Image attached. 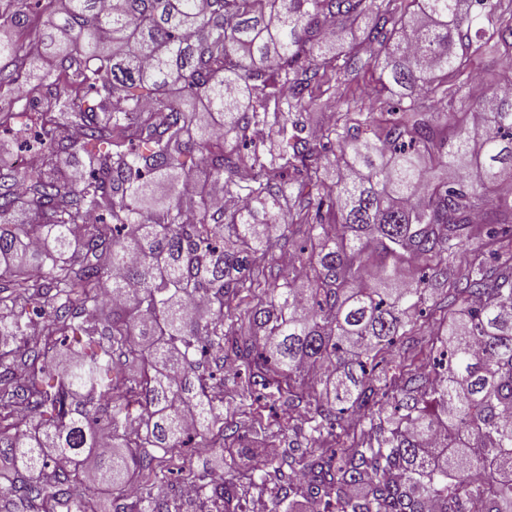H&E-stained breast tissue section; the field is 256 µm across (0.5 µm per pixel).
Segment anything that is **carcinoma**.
<instances>
[{
	"instance_id": "1",
	"label": "carcinoma",
	"mask_w": 512,
	"mask_h": 512,
	"mask_svg": "<svg viewBox=\"0 0 512 512\" xmlns=\"http://www.w3.org/2000/svg\"><path fill=\"white\" fill-rule=\"evenodd\" d=\"M27 2L0 0V126L36 156L0 169L5 512L108 475L112 512H177L156 452L224 454L226 387L256 437L261 404L307 424L247 477L278 503L301 487L315 512H512V69L473 95L512 56V0H36L41 28ZM361 53L384 112L348 79ZM325 97L346 109L315 124ZM457 99L472 109L440 120ZM78 154L82 176H59ZM287 244L301 279L277 264ZM34 314L47 339L19 381ZM211 347L237 366L197 385ZM240 484L230 460L222 490L195 482L220 512H259Z\"/></svg>"
}]
</instances>
